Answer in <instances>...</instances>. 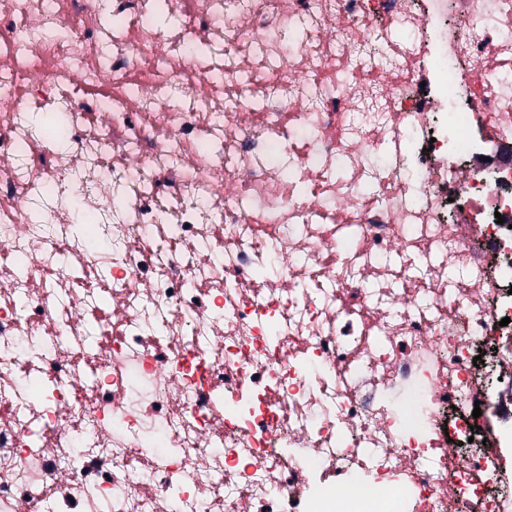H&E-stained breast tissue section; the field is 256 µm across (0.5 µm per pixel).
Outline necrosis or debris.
<instances>
[{
	"label": "necrosis or debris",
	"mask_w": 512,
	"mask_h": 512,
	"mask_svg": "<svg viewBox=\"0 0 512 512\" xmlns=\"http://www.w3.org/2000/svg\"><path fill=\"white\" fill-rule=\"evenodd\" d=\"M155 6L0 0V512H512V0Z\"/></svg>",
	"instance_id": "1"
}]
</instances>
